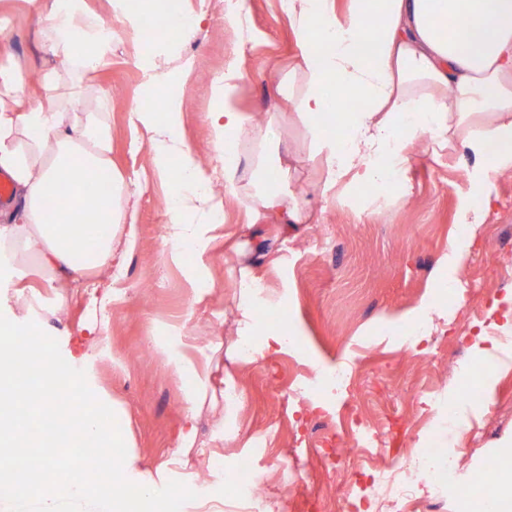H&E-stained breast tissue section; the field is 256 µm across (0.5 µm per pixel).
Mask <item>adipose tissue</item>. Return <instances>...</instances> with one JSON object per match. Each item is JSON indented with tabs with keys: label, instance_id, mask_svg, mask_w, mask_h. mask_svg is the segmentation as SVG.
Wrapping results in <instances>:
<instances>
[{
	"label": "adipose tissue",
	"instance_id": "ef3b65f1",
	"mask_svg": "<svg viewBox=\"0 0 512 512\" xmlns=\"http://www.w3.org/2000/svg\"><path fill=\"white\" fill-rule=\"evenodd\" d=\"M41 17L56 61L39 87L18 66L0 67V172L15 190L14 204L0 210V265L37 261L50 282L84 277L89 269L110 268L119 247H132L136 211L125 200V184L112 165V130L107 114L78 112L68 104L70 81L104 65L112 54V27L137 32L150 0L130 8L116 0L114 21L89 10L83 0H30ZM294 51L279 97L265 123H255L238 104L242 72L228 62L213 85L207 119L224 148L222 184L228 195H245L255 219L303 223L310 210L304 195L271 174L283 170L275 132L286 111L303 125L330 200L355 184L383 187L401 170L414 141L428 148L457 146L479 168L472 179L485 185L489 174L512 169V0H287ZM335 87L337 96L327 94ZM353 93L358 107L343 106ZM162 115L136 108L133 128L149 135L156 172L169 181L166 208L171 258L183 244L204 257L210 232L223 217L212 176L179 134L183 104L167 97ZM338 116L341 131L327 135L323 116ZM255 146L242 158L238 145ZM111 174L109 191L96 203V221L111 227L87 249L82 230L60 232L44 211L60 181L69 194L71 215L85 206L89 180ZM160 349L171 369L186 376L185 420L179 448H193L197 420L211 386L206 347L189 351L181 330Z\"/></svg>",
	"mask_w": 512,
	"mask_h": 512
}]
</instances>
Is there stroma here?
<instances>
[{"label":"stroma","instance_id":"35a3bbf8","mask_svg":"<svg viewBox=\"0 0 512 512\" xmlns=\"http://www.w3.org/2000/svg\"><path fill=\"white\" fill-rule=\"evenodd\" d=\"M247 2L253 39L242 46L209 0H176L184 12L208 15L194 36L177 38L182 57L192 59L193 66L176 86L184 103L181 136L211 167L219 153L206 115L225 63L239 58V100L252 116L271 108L272 88L293 50L280 0ZM2 15L10 20L11 35L0 41V64L12 61L26 78L41 77L54 59L28 0H0ZM152 22L150 32L117 38L108 61L83 79L89 88L82 96L85 106L106 101L112 162L137 210V241L112 265L118 282L111 296L88 304L87 288L100 282L94 274L62 288L47 287L39 265L27 260L16 277L0 284V314L11 319L34 303L33 322L57 340L66 359L94 339L78 367L89 386L114 406L130 462L128 479L157 490L171 480L208 477L212 495L186 502L181 512H236L228 478L213 472L209 460L239 457L257 434L274 456L303 449L305 467L295 472L263 466L259 481L267 493L253 512H340L343 499L358 489L362 465L353 457L328 465L316 438L324 432L353 437L358 423L377 432L382 449L377 460L383 465L433 442L443 449L465 448L460 478L469 480L512 442V362L482 371L474 349L478 335H503L496 304L512 296V267L498 263L499 254L512 253V170L492 174L482 193L470 179L477 164L472 155L433 153L419 140L400 175L408 196L358 186L325 207L306 131L283 116L278 135L298 157L285 183L310 199L307 222L251 221L245 201L227 195L224 222L211 231L204 263H197L188 246L171 260L168 187L155 173L147 135H136L129 126L132 109L148 102L138 60L155 55L167 35L161 16ZM465 206L488 210L484 223L469 228L472 245L458 268L475 291L455 293L458 321L434 318L429 333L408 350L392 329L410 324L421 303L434 297L438 279L446 274L441 261L460 235ZM198 267L208 286L195 291L188 276ZM243 268L263 282L254 299L268 312L261 332L281 326L295 336L284 351L264 359L245 354L237 335V280ZM90 322L96 325L92 336L85 331ZM173 326L186 329L189 344L212 346L216 399L204 403L195 445L184 459L176 454V441L188 380L157 350ZM350 360L358 363L348 391L354 406L318 418L300 384H319ZM462 371L490 381L481 404L466 399L458 378Z\"/></svg>","mask_w":512,"mask_h":512}]
</instances>
